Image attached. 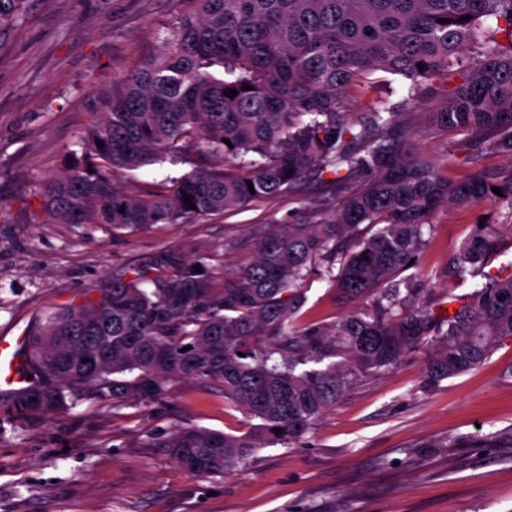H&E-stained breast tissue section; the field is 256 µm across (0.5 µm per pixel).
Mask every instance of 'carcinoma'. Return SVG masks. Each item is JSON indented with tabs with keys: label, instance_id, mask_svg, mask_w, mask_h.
<instances>
[{
	"label": "carcinoma",
	"instance_id": "1",
	"mask_svg": "<svg viewBox=\"0 0 512 512\" xmlns=\"http://www.w3.org/2000/svg\"><path fill=\"white\" fill-rule=\"evenodd\" d=\"M183 2L161 50L98 92L102 112L80 152L40 187L48 218L138 229L315 183L329 188L317 223L265 228L220 287L199 255L170 276L124 273L100 296L48 314L26 344L37 380L13 401L27 417L62 411L75 393L116 404L156 399L175 378L216 382L256 423L241 435L183 428L158 442L205 475L230 473L259 448L300 443L354 379L390 368L408 350L430 347L431 385L479 367L512 336V273L484 271L499 250L486 225L460 249L461 271L472 278L465 296L451 297L460 307L447 316L415 304L406 271L429 215L480 201L512 208V177L441 178L416 150V128L403 113L423 94L440 97L442 107L427 113L430 129L512 154V44L496 39L512 35V0ZM28 8L29 0H0V29L21 24ZM470 48L482 57L474 68ZM375 71L408 81L407 97L353 108L349 91H372ZM229 89L238 94L226 96ZM164 163L185 172L136 192L115 183L122 172ZM362 224L370 235L360 236ZM345 238L355 249H341ZM314 269L355 304L329 329L299 324L303 271ZM332 355L341 361L305 368Z\"/></svg>",
	"mask_w": 512,
	"mask_h": 512
}]
</instances>
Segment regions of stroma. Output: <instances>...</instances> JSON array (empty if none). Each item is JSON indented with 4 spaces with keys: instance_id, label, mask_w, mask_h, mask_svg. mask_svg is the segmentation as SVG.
<instances>
[{
    "instance_id": "35a3bbf8",
    "label": "stroma",
    "mask_w": 512,
    "mask_h": 512,
    "mask_svg": "<svg viewBox=\"0 0 512 512\" xmlns=\"http://www.w3.org/2000/svg\"><path fill=\"white\" fill-rule=\"evenodd\" d=\"M180 0H31L26 21L0 32V334L28 333L45 315L108 288L125 269L173 274L205 255L216 279L256 246L263 224L310 223L322 190L285 194L222 214L136 231L43 224L39 186L64 169L112 85L158 49ZM451 132H420L416 149L440 174L512 177V155ZM512 265V208L451 205L430 218L418 301L447 310L468 292L457 254L480 222ZM236 249H228V242ZM304 320L329 328L349 310L316 272L302 282ZM428 347L355 381L299 446L257 449L224 474L193 475L156 438L183 427L249 428L219 384L171 380L159 399L84 398L62 414L18 416L0 391V512H512V337L479 367L425 385Z\"/></svg>"
}]
</instances>
